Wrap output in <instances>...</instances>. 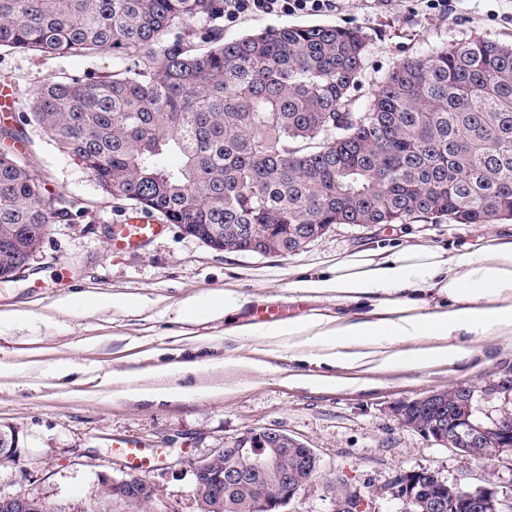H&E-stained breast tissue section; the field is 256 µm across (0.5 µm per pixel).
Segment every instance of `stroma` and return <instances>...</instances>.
I'll list each match as a JSON object with an SVG mask.
<instances>
[{
  "label": "stroma",
  "instance_id": "obj_1",
  "mask_svg": "<svg viewBox=\"0 0 512 512\" xmlns=\"http://www.w3.org/2000/svg\"><path fill=\"white\" fill-rule=\"evenodd\" d=\"M339 25L371 39L359 93L370 99L376 85L403 59L481 37L512 43V0H339L320 15H241L224 28L226 37L267 27ZM110 53L90 57L0 52V74L13 75L20 104L35 90L67 77L111 70ZM30 159L52 195L73 204L70 223L50 225L42 247L18 278L0 282V431L15 434L17 453L0 461V494L22 492L43 501L49 512H126L105 495L102 484L137 471L154 488L144 512H200L191 466L230 444L248 429L288 433L321 458L323 475L313 480L287 512H331L326 480L349 472L372 512H405L402 501L379 495L398 473L427 468L455 480L477 473L475 461L402 428L391 408L435 389L481 386L503 363L512 344L488 342L456 364L359 372L345 383V370L326 373L316 385L299 381L288 344L257 336H228L224 320L181 322L184 300L227 288L252 297L240 312L247 320L277 310L307 313L308 301H290L294 274L323 261L373 245L426 241L448 248L479 238L512 234V221L474 226L448 221L378 225L340 224L296 254L263 256L217 252L186 236L178 225L134 251L110 248L112 227L134 213L130 202L104 195L94 176L65 154L38 126L26 127ZM80 303L58 310L60 300ZM104 296L124 299L101 307ZM29 318L11 322L12 313ZM73 363L75 377L61 379L53 367ZM135 385L183 388L168 402H136L124 390ZM131 439L151 459L136 467L112 445Z\"/></svg>",
  "mask_w": 512,
  "mask_h": 512
}]
</instances>
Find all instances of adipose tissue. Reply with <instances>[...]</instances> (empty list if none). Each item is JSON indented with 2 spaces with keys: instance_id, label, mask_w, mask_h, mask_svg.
I'll return each instance as SVG.
<instances>
[{
  "instance_id": "adipose-tissue-1",
  "label": "adipose tissue",
  "mask_w": 512,
  "mask_h": 512,
  "mask_svg": "<svg viewBox=\"0 0 512 512\" xmlns=\"http://www.w3.org/2000/svg\"><path fill=\"white\" fill-rule=\"evenodd\" d=\"M289 292L316 302L285 323L237 322L244 299L235 290L195 297V308L225 318L229 336L286 340L300 362L380 370L450 365L472 340H512V239L449 251L418 243L354 251L292 280Z\"/></svg>"
}]
</instances>
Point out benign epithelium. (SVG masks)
Segmentation results:
<instances>
[{"label":"benign epithelium","mask_w":512,"mask_h":512,"mask_svg":"<svg viewBox=\"0 0 512 512\" xmlns=\"http://www.w3.org/2000/svg\"><path fill=\"white\" fill-rule=\"evenodd\" d=\"M255 232L245 224L233 229L224 249L244 253L254 249ZM512 395V376L497 374L481 387L456 385L428 395L397 403L392 412L399 424L418 432L452 451L473 459L481 467L480 484L448 482L429 469L404 471L380 493L402 500L407 512H512V493L501 490L492 480L495 463L512 466V414L479 422L476 404ZM433 408L446 411L428 424L417 420L418 411ZM486 448L488 453H474ZM322 471L314 449L288 433L273 428L250 429L213 456L193 463L199 496L218 504L224 496L248 492L249 512H284ZM433 484L434 493L424 495L422 485ZM112 496L122 500L131 512L153 497L152 485L141 475L130 474L105 484ZM333 512H367L369 502L341 474L328 480ZM4 512H39L40 503L24 493L0 496Z\"/></svg>","instance_id":"obj_1"}]
</instances>
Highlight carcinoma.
I'll return each instance as SVG.
<instances>
[{"label": "carcinoma", "mask_w": 512, "mask_h": 512, "mask_svg": "<svg viewBox=\"0 0 512 512\" xmlns=\"http://www.w3.org/2000/svg\"><path fill=\"white\" fill-rule=\"evenodd\" d=\"M201 21L195 32L187 26ZM112 54V71L40 87L0 127V282L73 220L18 158L41 128L103 193L207 243L256 224L277 253L330 224L512 219V44L475 38L401 62L356 95L360 30L224 37V0H0V50Z\"/></svg>", "instance_id": "1"}]
</instances>
